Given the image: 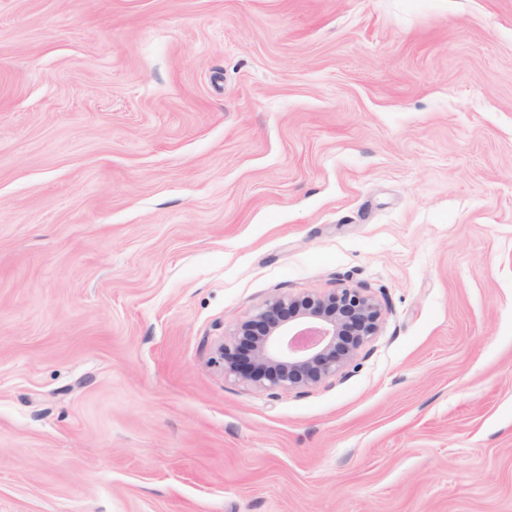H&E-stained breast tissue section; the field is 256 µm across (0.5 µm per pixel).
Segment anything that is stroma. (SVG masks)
Returning <instances> with one entry per match:
<instances>
[{
    "mask_svg": "<svg viewBox=\"0 0 512 512\" xmlns=\"http://www.w3.org/2000/svg\"><path fill=\"white\" fill-rule=\"evenodd\" d=\"M0 512H512V0H0ZM381 315L364 288L273 297L240 324L229 344L218 347L217 362L225 376L259 390L315 386L343 373L377 334ZM240 336L250 340L245 352L239 350Z\"/></svg>",
    "mask_w": 512,
    "mask_h": 512,
    "instance_id": "obj_1",
    "label": "stroma"
}]
</instances>
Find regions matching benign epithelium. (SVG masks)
I'll list each match as a JSON object with an SVG mask.
<instances>
[{"label":"benign epithelium","instance_id":"1","mask_svg":"<svg viewBox=\"0 0 512 512\" xmlns=\"http://www.w3.org/2000/svg\"><path fill=\"white\" fill-rule=\"evenodd\" d=\"M380 304L363 288L277 296L218 347L224 376L269 391L315 386L343 373L375 336Z\"/></svg>","mask_w":512,"mask_h":512}]
</instances>
